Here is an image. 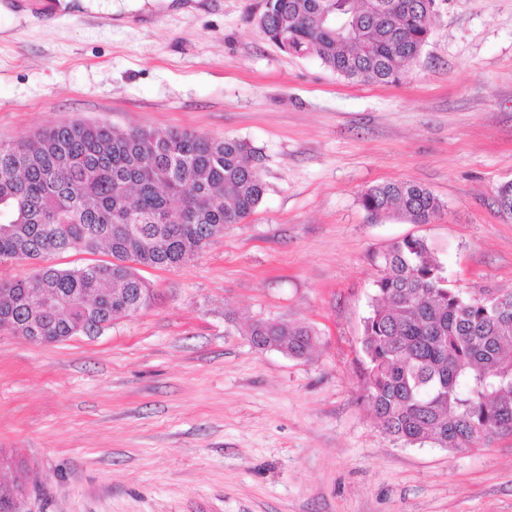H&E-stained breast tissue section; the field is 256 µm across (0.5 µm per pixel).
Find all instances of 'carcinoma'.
Segmentation results:
<instances>
[{
	"mask_svg": "<svg viewBox=\"0 0 512 512\" xmlns=\"http://www.w3.org/2000/svg\"><path fill=\"white\" fill-rule=\"evenodd\" d=\"M436 0H266L259 25L288 53H314L337 75L394 83L427 43ZM267 186L260 152L235 139L178 130L47 126L0 143V261H45L68 250L110 254L79 268H38L0 281V324L55 342L91 335L146 309L154 297L138 268L176 269L211 234L247 219ZM373 218L427 224L439 212L414 182L375 185L360 196ZM375 305L363 325L364 400L402 446L448 450L512 434V294L496 304L448 287L443 263L421 237L373 257ZM88 295L68 310L43 300ZM258 349L305 357L304 326L259 320Z\"/></svg>",
	"mask_w": 512,
	"mask_h": 512,
	"instance_id": "1",
	"label": "carcinoma"
}]
</instances>
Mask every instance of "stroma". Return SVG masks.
Instances as JSON below:
<instances>
[{
	"label": "stroma",
	"mask_w": 512,
	"mask_h": 512,
	"mask_svg": "<svg viewBox=\"0 0 512 512\" xmlns=\"http://www.w3.org/2000/svg\"><path fill=\"white\" fill-rule=\"evenodd\" d=\"M0 0V142L52 124L179 129L262 154L267 193L101 333L0 330L8 512H512V435L405 447L364 401L372 254L413 235L449 287L512 291V0H436L393 84L275 46L264 0ZM412 181L431 223L371 219ZM310 327V356L258 350L256 320ZM360 204L374 219L399 215L412 224H428L440 210L433 194L414 182L372 186L361 194Z\"/></svg>",
	"instance_id": "obj_1"
}]
</instances>
